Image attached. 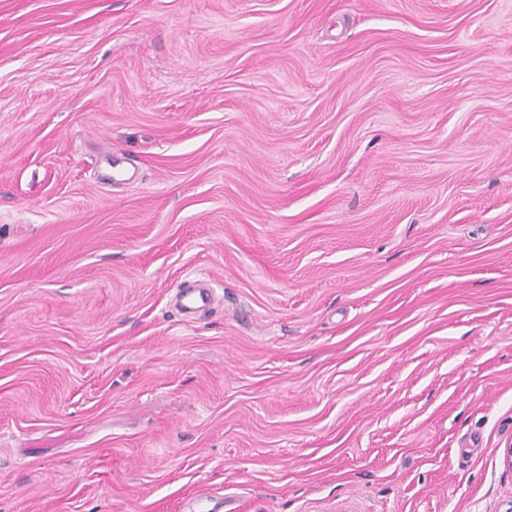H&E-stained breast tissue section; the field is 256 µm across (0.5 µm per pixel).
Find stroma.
Masks as SVG:
<instances>
[{
    "instance_id": "35a3bbf8",
    "label": "stroma",
    "mask_w": 512,
    "mask_h": 512,
    "mask_svg": "<svg viewBox=\"0 0 512 512\" xmlns=\"http://www.w3.org/2000/svg\"><path fill=\"white\" fill-rule=\"evenodd\" d=\"M511 443L512 0H0V512H507ZM180 294V306L187 312L208 306L211 299L208 288H183Z\"/></svg>"
}]
</instances>
